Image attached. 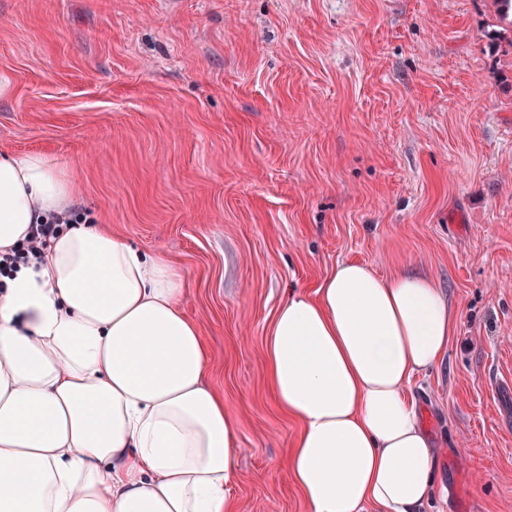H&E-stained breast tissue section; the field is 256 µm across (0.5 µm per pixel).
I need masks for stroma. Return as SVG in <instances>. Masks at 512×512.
I'll return each instance as SVG.
<instances>
[{"label":"stroma","mask_w":512,"mask_h":512,"mask_svg":"<svg viewBox=\"0 0 512 512\" xmlns=\"http://www.w3.org/2000/svg\"><path fill=\"white\" fill-rule=\"evenodd\" d=\"M0 0V151L184 277L240 424V512H308L263 339L287 289L357 261L430 276L459 329L412 392L427 512H512V45L491 0Z\"/></svg>","instance_id":"35a3bbf8"}]
</instances>
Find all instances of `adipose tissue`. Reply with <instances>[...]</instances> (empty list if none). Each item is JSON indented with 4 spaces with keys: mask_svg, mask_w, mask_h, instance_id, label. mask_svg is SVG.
<instances>
[{
    "mask_svg": "<svg viewBox=\"0 0 512 512\" xmlns=\"http://www.w3.org/2000/svg\"><path fill=\"white\" fill-rule=\"evenodd\" d=\"M66 167L0 153V253L74 205ZM0 291V512H240V423L205 383L170 262L91 221L60 226ZM459 314L434 280L346 262L291 291L264 339L309 512H424L438 459L409 385Z\"/></svg>",
    "mask_w": 512,
    "mask_h": 512,
    "instance_id": "1",
    "label": "adipose tissue"
}]
</instances>
